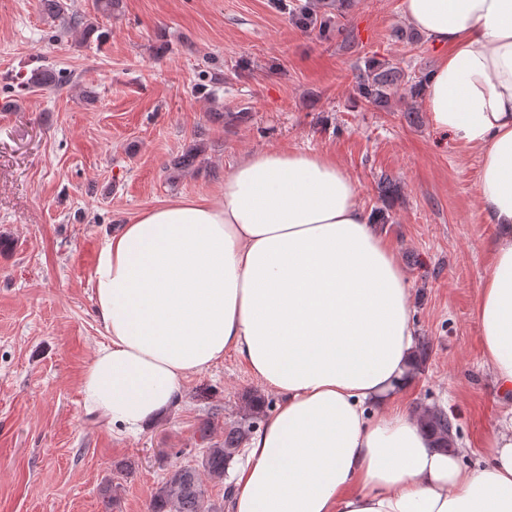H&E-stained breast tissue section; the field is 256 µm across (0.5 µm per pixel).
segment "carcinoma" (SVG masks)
Listing matches in <instances>:
<instances>
[{"label":"carcinoma","instance_id":"carcinoma-1","mask_svg":"<svg viewBox=\"0 0 512 512\" xmlns=\"http://www.w3.org/2000/svg\"><path fill=\"white\" fill-rule=\"evenodd\" d=\"M283 8H292V17L305 29L318 31L324 35L330 30V19L319 11L320 0H304L292 6L278 0ZM46 14L52 18L68 16L67 25L70 29L82 28V36L88 38L103 34L97 33L93 23L83 21L76 13H68L66 0H43ZM426 74L421 71L407 72L390 60H372L356 69L354 90L358 100L380 105L388 101L391 92L404 84L408 87L411 98L420 95ZM66 84L62 76L47 67L35 68L30 76L20 82L26 89L61 87ZM265 401L253 398L248 403V412L244 414L237 427L224 436V442L215 443L203 450L201 467L203 472L191 467H179L172 470L162 486L153 495L150 512H224V507L212 502L209 498L203 479L214 484L224 483V476L240 452V445L254 428L252 416L263 412ZM422 420L434 436L437 448L445 450L452 445L454 425L448 413L442 409H425Z\"/></svg>","mask_w":512,"mask_h":512}]
</instances>
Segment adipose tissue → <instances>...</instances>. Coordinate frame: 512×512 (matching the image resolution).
Masks as SVG:
<instances>
[{
  "mask_svg": "<svg viewBox=\"0 0 512 512\" xmlns=\"http://www.w3.org/2000/svg\"><path fill=\"white\" fill-rule=\"evenodd\" d=\"M402 16L446 49L420 97L431 125L482 152L480 201L498 234L480 337L512 391V0H403ZM90 284L106 340L82 378L87 412L142 432L228 351L279 395L232 512H512V417L490 461L469 465L394 405L412 376L411 292L331 155L259 151L218 197L143 210L106 238Z\"/></svg>",
  "mask_w": 512,
  "mask_h": 512,
  "instance_id": "obj_1",
  "label": "adipose tissue"
}]
</instances>
